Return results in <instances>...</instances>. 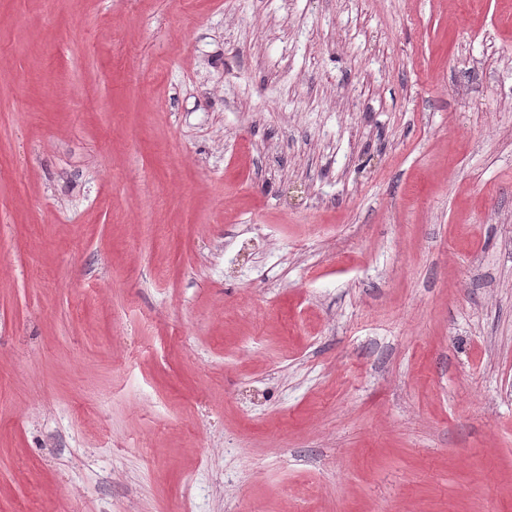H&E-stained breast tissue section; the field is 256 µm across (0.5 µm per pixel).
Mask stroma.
I'll use <instances>...</instances> for the list:
<instances>
[{
  "mask_svg": "<svg viewBox=\"0 0 512 512\" xmlns=\"http://www.w3.org/2000/svg\"><path fill=\"white\" fill-rule=\"evenodd\" d=\"M0 512H512V0H0Z\"/></svg>",
  "mask_w": 512,
  "mask_h": 512,
  "instance_id": "stroma-1",
  "label": "stroma"
}]
</instances>
